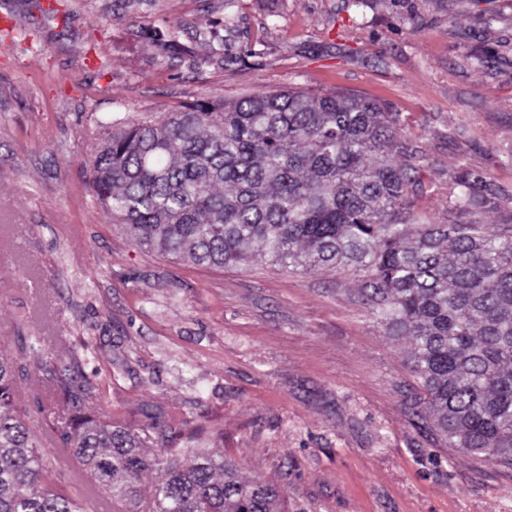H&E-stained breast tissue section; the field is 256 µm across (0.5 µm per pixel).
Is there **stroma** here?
Returning a JSON list of instances; mask_svg holds the SVG:
<instances>
[{"label":"stroma","instance_id":"35a3bbf8","mask_svg":"<svg viewBox=\"0 0 512 512\" xmlns=\"http://www.w3.org/2000/svg\"><path fill=\"white\" fill-rule=\"evenodd\" d=\"M0 346L82 343L102 414L139 429L208 416L202 443L309 512H512V465L418 419L408 339L385 335L351 269L210 268L131 243L95 200L103 125L299 89L390 106L425 224H512V0H0ZM231 24H224L225 16ZM222 42L203 62L198 35ZM483 175L469 206L454 182ZM16 381L42 435L66 407Z\"/></svg>","mask_w":512,"mask_h":512}]
</instances>
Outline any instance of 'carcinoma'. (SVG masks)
<instances>
[{"label":"carcinoma","instance_id":"obj_1","mask_svg":"<svg viewBox=\"0 0 512 512\" xmlns=\"http://www.w3.org/2000/svg\"><path fill=\"white\" fill-rule=\"evenodd\" d=\"M396 112L354 92L284 90L202 100L106 133L91 161L96 201L129 240L166 257L222 268L254 256L288 268L350 267L389 336L411 345L426 393L418 417L452 448L512 462V225L422 224L415 166L394 150ZM478 178L458 180L468 203ZM71 415L63 445L94 476L112 512H288V494L238 478L196 447L162 406L135 431L92 412L103 387L40 356ZM16 362L0 356V512H82L14 400ZM158 450L147 454V444ZM156 474L151 496L140 494Z\"/></svg>","mask_w":512,"mask_h":512}]
</instances>
